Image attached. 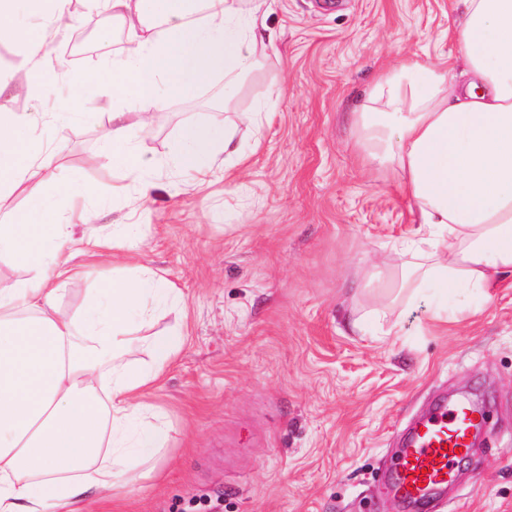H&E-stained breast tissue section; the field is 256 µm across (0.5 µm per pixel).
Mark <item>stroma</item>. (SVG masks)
Wrapping results in <instances>:
<instances>
[{"label": "stroma", "instance_id": "obj_1", "mask_svg": "<svg viewBox=\"0 0 512 512\" xmlns=\"http://www.w3.org/2000/svg\"><path fill=\"white\" fill-rule=\"evenodd\" d=\"M91 17L78 0L65 26L25 8L17 21L52 34L59 53L45 66L59 71ZM460 21L453 0H274V43L232 103L218 74L139 131V151L157 164L145 204L134 175L104 154L110 89L61 83L34 96L26 62L0 43L13 111L82 103L63 129L59 172L88 190L75 207L104 234L132 225L143 263L185 299L148 328L185 326L184 347L145 398L168 440L147 490L110 512H186L199 498L219 499L217 512H417L380 475L441 394L480 400L489 426L425 512H512V276L486 298L459 291L451 304L462 316L445 327L432 292L386 307L368 285L401 263L392 244L416 224L396 182L361 167L352 113L380 69L454 61L448 29ZM216 120L236 126L247 160L228 159L232 181L219 173L201 193H175L179 175L163 159L185 126ZM378 309L400 335L348 327Z\"/></svg>", "mask_w": 512, "mask_h": 512}]
</instances>
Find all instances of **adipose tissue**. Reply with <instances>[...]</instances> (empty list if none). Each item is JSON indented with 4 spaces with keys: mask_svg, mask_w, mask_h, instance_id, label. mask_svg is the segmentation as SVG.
<instances>
[{
    "mask_svg": "<svg viewBox=\"0 0 512 512\" xmlns=\"http://www.w3.org/2000/svg\"><path fill=\"white\" fill-rule=\"evenodd\" d=\"M126 31L111 69L60 73L40 65L46 37L24 39L31 80L44 91L57 80L108 81L119 111L107 141L112 162L137 175L136 194L155 187L136 146L171 101L192 96L215 74L224 95L257 70L266 0H90ZM464 20L453 31L467 83L453 67L419 59L384 71L354 114L364 165L399 171L417 230L402 264L380 273L389 297L413 300L422 288L441 296L469 288L488 295L512 274V0H457ZM0 75V187L26 191L28 208L0 225V256L25 278L0 282V512H83L87 504L132 494L128 474L167 440L143 403L181 351L174 326L144 336L154 308L183 305L163 275L139 265L138 236L116 224L108 236L75 234L58 211L76 195L59 180L66 150L61 115L14 112ZM54 132L44 153L37 123ZM235 132L221 124L183 128L169 157L190 173L182 190L204 189L223 166ZM90 259L124 261L130 270L91 289L79 314L60 308L61 288L84 275ZM144 361L129 358L132 348Z\"/></svg>",
    "mask_w": 512,
    "mask_h": 512,
    "instance_id": "adipose-tissue-1",
    "label": "adipose tissue"
}]
</instances>
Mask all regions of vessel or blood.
<instances>
[{"label": "vessel or blood", "instance_id": "obj_1", "mask_svg": "<svg viewBox=\"0 0 512 512\" xmlns=\"http://www.w3.org/2000/svg\"><path fill=\"white\" fill-rule=\"evenodd\" d=\"M479 407L469 400H439L408 433L392 464L390 481L398 496L421 501L443 490L459 456L472 450Z\"/></svg>", "mask_w": 512, "mask_h": 512}]
</instances>
